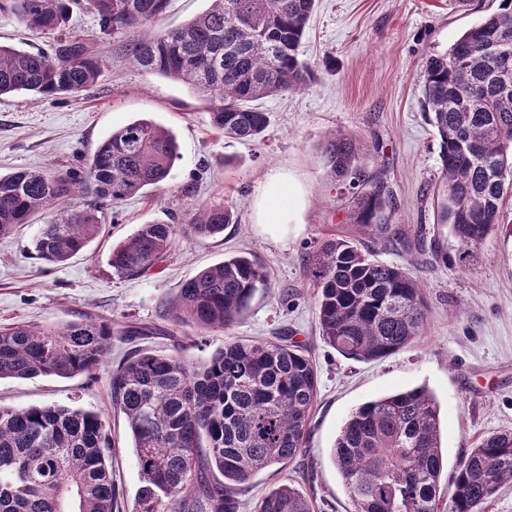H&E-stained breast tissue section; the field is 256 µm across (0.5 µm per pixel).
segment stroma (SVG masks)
<instances>
[{
	"instance_id": "stroma-1",
	"label": "stroma",
	"mask_w": 512,
	"mask_h": 512,
	"mask_svg": "<svg viewBox=\"0 0 512 512\" xmlns=\"http://www.w3.org/2000/svg\"><path fill=\"white\" fill-rule=\"evenodd\" d=\"M494 7L493 0H317L300 47L313 75L301 91L259 101L268 125L251 141L216 132L204 101L187 86L130 65L128 34L101 35L93 14L74 12L65 36L104 54L108 66L93 87L69 97H0V173L79 170L82 156L136 119L171 130L179 158L166 184L105 208L104 234L64 265L47 264L31 248L45 215L0 236V325L56 326L88 315L159 332L113 336L108 369L92 377L1 379L0 406L102 413L115 442L119 512H132L140 482L126 418L112 406L110 371L139 351L170 354L180 347L200 360L228 340L284 337L301 344L316 364L319 392L305 448L285 466L256 474L238 496V512H254L285 482L312 497L316 512H352L333 463L334 443L356 408L392 392L423 386L435 396L449 473L484 436L512 430V236H490L476 258L463 263L456 241L439 230L430 192L439 140L423 94L426 55L447 50ZM342 138L361 145L358 163L382 181L392 199L387 222L411 249L381 247L356 224L328 152L330 142ZM273 173L288 177L286 222L276 238L256 222L258 190ZM198 205L226 207L236 221L206 240L177 235L163 262L144 275L112 272L113 246L139 225L171 215L184 219ZM335 238L353 240L383 262L417 263L429 311L411 346L362 362L323 342L308 264ZM230 255L255 258L269 276V293L257 296L226 330L167 319L162 301Z\"/></svg>"
}]
</instances>
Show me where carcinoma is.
Here are the masks:
<instances>
[{"mask_svg": "<svg viewBox=\"0 0 512 512\" xmlns=\"http://www.w3.org/2000/svg\"><path fill=\"white\" fill-rule=\"evenodd\" d=\"M170 0H0V14L55 34L73 8L96 16L103 35L130 30L133 64L178 81L205 100L212 127L248 141L268 124L255 102L308 84L300 44L316 0H209L183 26L155 29ZM108 62L79 40H57L54 53L0 45V97L44 98L93 86ZM429 123L440 142L437 223L448 227L463 258L499 230L512 196V0L424 61ZM356 144H330L332 170L352 189L354 215L389 246L390 204L379 182L354 164ZM178 159L173 133L147 119L115 130L84 159L79 179L39 170L0 174V236L41 212L32 243L50 265L70 260L102 229V208L165 182ZM86 196L82 204L75 196ZM234 223L223 207L199 205L188 220L142 224L112 248L121 276L148 272L176 235L208 239ZM319 333L357 361L395 354L422 335L425 284L407 267L373 259L350 240L323 244L314 259ZM270 289L255 260L231 256L183 282L167 303L178 325L226 329ZM112 323L92 317L60 326H0V379L72 378L108 365ZM112 404L128 419L140 476L134 512H237L236 494L255 474L285 465L303 448L318 396V371L299 346L226 341L199 362L181 352L137 353L112 371ZM114 444L104 417L55 405L0 407V512H113ZM334 463L353 512H484L512 482V431L483 438L459 461L441 498L444 470L439 410L424 387L364 403L334 445ZM255 512H314L290 483L262 498Z\"/></svg>", "mask_w": 512, "mask_h": 512, "instance_id": "carcinoma-1", "label": "carcinoma"}]
</instances>
